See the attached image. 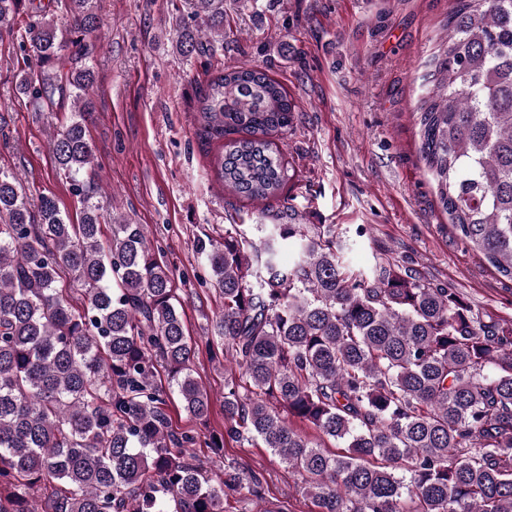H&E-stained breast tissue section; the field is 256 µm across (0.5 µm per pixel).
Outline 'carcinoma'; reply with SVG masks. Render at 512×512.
I'll list each match as a JSON object with an SVG mask.
<instances>
[{
    "label": "carcinoma",
    "mask_w": 512,
    "mask_h": 512,
    "mask_svg": "<svg viewBox=\"0 0 512 512\" xmlns=\"http://www.w3.org/2000/svg\"><path fill=\"white\" fill-rule=\"evenodd\" d=\"M20 2L0 0V32H14ZM29 2L19 48L34 63L17 92L39 110L67 94L92 111L94 68L60 65L71 46L89 55L103 28L96 0H65L58 20ZM184 5L191 23L174 47L190 59L203 37L224 38V0ZM428 82L417 121L439 203L512 279V0H454ZM294 112L265 69L208 79L199 121L211 137L237 135L215 173L238 200L283 197L293 175L275 138ZM49 149L81 205L77 224L0 168V512H224L230 492L262 496L261 474L228 464L212 479L188 452L195 436L169 428L160 373L194 418H208L210 394L167 264L141 225L97 200L83 118ZM298 217L288 207L289 223L258 242L226 224L224 238L198 243L224 298L210 359L234 367L212 453L261 440L318 512H512V325L387 257L353 269L336 225Z\"/></svg>",
    "instance_id": "1"
}]
</instances>
